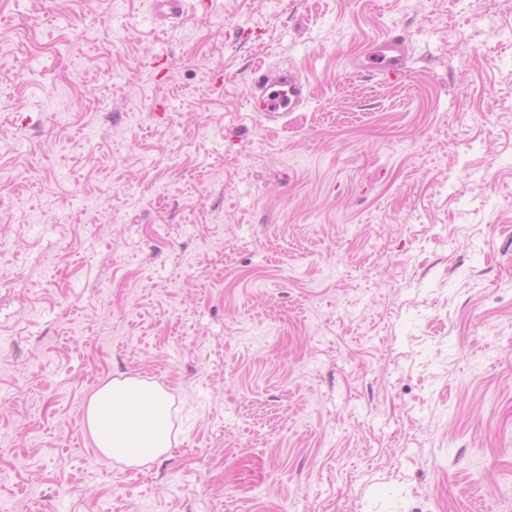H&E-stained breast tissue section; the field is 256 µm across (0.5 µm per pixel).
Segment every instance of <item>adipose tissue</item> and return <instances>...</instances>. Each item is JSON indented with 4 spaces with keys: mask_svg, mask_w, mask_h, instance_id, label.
Returning a JSON list of instances; mask_svg holds the SVG:
<instances>
[{
    "mask_svg": "<svg viewBox=\"0 0 512 512\" xmlns=\"http://www.w3.org/2000/svg\"><path fill=\"white\" fill-rule=\"evenodd\" d=\"M172 405L159 388L134 377L113 379L90 397L84 414L97 451L137 467L172 446Z\"/></svg>",
    "mask_w": 512,
    "mask_h": 512,
    "instance_id": "adipose-tissue-1",
    "label": "adipose tissue"
}]
</instances>
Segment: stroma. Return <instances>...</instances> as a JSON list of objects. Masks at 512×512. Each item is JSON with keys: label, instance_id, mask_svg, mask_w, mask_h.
Returning a JSON list of instances; mask_svg holds the SVG:
<instances>
[{"label": "stroma", "instance_id": "stroma-1", "mask_svg": "<svg viewBox=\"0 0 512 512\" xmlns=\"http://www.w3.org/2000/svg\"><path fill=\"white\" fill-rule=\"evenodd\" d=\"M149 9L0 0V512H512V0ZM123 374L140 471L83 426ZM151 15L155 23L163 25L180 20L188 10L187 0H153ZM406 39L402 32L393 30L385 40L373 48L363 59L355 62L360 71L396 77L406 67ZM273 77H279L288 82V89L283 88L284 90H289V94L291 96V102L287 111L280 110L276 102L266 101L265 99L266 88ZM254 84L259 94L252 91L248 93L247 99L251 112H258V114L268 123L278 121L287 115L288 112H294L305 99L304 84L296 74L290 71L281 72L274 76L268 73H263L254 80ZM172 404L159 388L135 377L115 378L90 397L84 414L97 451L143 466L172 447Z\"/></svg>", "mask_w": 512, "mask_h": 512}]
</instances>
